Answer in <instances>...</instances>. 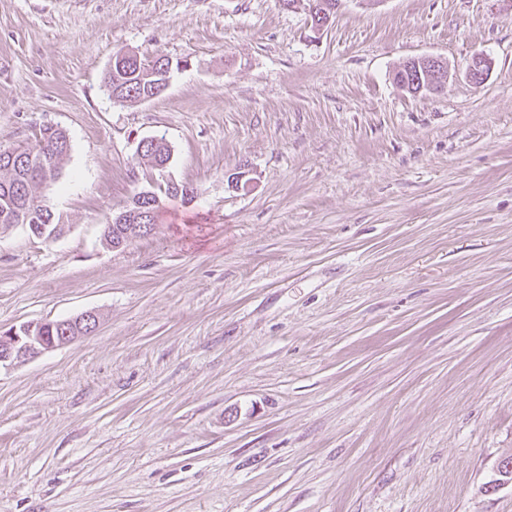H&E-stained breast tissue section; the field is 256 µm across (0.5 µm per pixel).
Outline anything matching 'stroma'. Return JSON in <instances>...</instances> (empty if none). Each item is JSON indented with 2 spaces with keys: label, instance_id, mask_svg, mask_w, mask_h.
<instances>
[{
  "label": "stroma",
  "instance_id": "stroma-1",
  "mask_svg": "<svg viewBox=\"0 0 512 512\" xmlns=\"http://www.w3.org/2000/svg\"><path fill=\"white\" fill-rule=\"evenodd\" d=\"M119 51L179 67L119 102ZM46 124L0 330L99 325L0 371V512H512V0H0V147ZM151 136L194 197L107 247ZM414 61V69H411V64L405 69V61L402 67L397 71H403V73L408 72V74L411 75L409 76V80H406V88L414 94L438 92L442 86L443 80L437 78L441 74L448 72V62L442 57L433 55L415 57ZM413 74H415V77Z\"/></svg>",
  "mask_w": 512,
  "mask_h": 512
}]
</instances>
